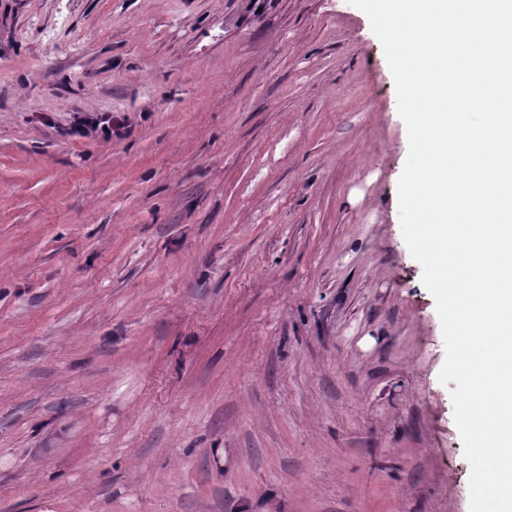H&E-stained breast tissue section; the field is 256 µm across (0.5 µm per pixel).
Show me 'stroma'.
Segmentation results:
<instances>
[{
  "label": "stroma",
  "instance_id": "35a3bbf8",
  "mask_svg": "<svg viewBox=\"0 0 512 512\" xmlns=\"http://www.w3.org/2000/svg\"><path fill=\"white\" fill-rule=\"evenodd\" d=\"M407 155L348 0H0V512H470ZM123 119L110 116L86 115L82 117L71 129V134L79 137L89 135H101L105 138L111 137L112 126L118 127Z\"/></svg>",
  "mask_w": 512,
  "mask_h": 512
}]
</instances>
